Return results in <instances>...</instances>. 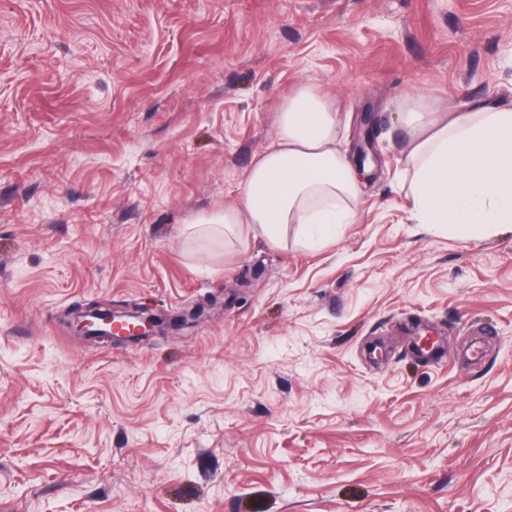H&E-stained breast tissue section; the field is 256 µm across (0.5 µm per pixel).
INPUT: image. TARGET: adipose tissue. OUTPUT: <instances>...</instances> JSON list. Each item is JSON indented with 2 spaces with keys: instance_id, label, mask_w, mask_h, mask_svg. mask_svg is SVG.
<instances>
[{
  "instance_id": "1",
  "label": "adipose tissue",
  "mask_w": 512,
  "mask_h": 512,
  "mask_svg": "<svg viewBox=\"0 0 512 512\" xmlns=\"http://www.w3.org/2000/svg\"><path fill=\"white\" fill-rule=\"evenodd\" d=\"M400 108L417 222L460 239L512 224V107L455 110L409 94ZM338 136L334 99L310 86L297 89L282 106L271 145L249 167L239 203L198 217L197 225L233 236L245 224L278 245L293 224L314 247L334 239V226L361 223L358 171Z\"/></svg>"
}]
</instances>
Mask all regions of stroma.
I'll use <instances>...</instances> for the list:
<instances>
[{"mask_svg": "<svg viewBox=\"0 0 512 512\" xmlns=\"http://www.w3.org/2000/svg\"><path fill=\"white\" fill-rule=\"evenodd\" d=\"M303 86L375 114L363 223L185 231ZM414 93L512 106V0H0V512H512V227L412 218ZM207 309L204 304H197L178 315L162 317L155 314L144 315L139 311L112 310V307L93 302L73 308L67 325L74 336H104L112 337V342L129 341L163 334L169 329L182 327L204 315ZM90 318L99 322V328H91L93 322ZM124 319H134L138 323L131 324Z\"/></svg>", "mask_w": 512, "mask_h": 512, "instance_id": "obj_1", "label": "stroma"}]
</instances>
